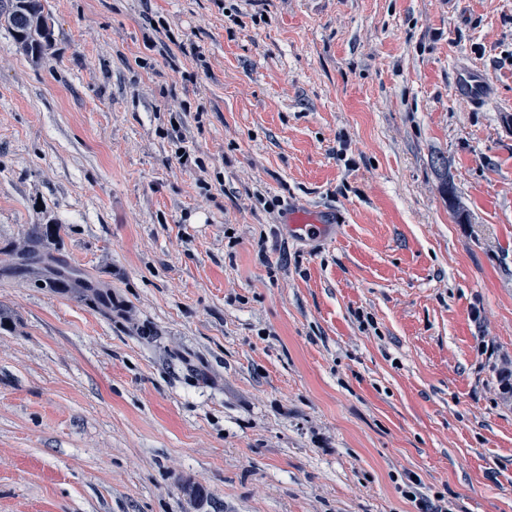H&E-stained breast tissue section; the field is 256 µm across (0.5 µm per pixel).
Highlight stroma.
<instances>
[{
	"label": "stroma",
	"instance_id": "35a3bbf8",
	"mask_svg": "<svg viewBox=\"0 0 512 512\" xmlns=\"http://www.w3.org/2000/svg\"><path fill=\"white\" fill-rule=\"evenodd\" d=\"M45 5L40 58L0 24V512H512V0ZM486 83L487 82L479 76L466 72L461 73L456 89L469 100L480 103L485 99ZM286 222L299 234L325 233L328 224L320 212L288 211Z\"/></svg>",
	"mask_w": 512,
	"mask_h": 512
}]
</instances>
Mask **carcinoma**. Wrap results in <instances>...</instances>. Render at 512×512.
I'll return each instance as SVG.
<instances>
[{
  "mask_svg": "<svg viewBox=\"0 0 512 512\" xmlns=\"http://www.w3.org/2000/svg\"><path fill=\"white\" fill-rule=\"evenodd\" d=\"M44 10L43 0H0V22L8 28L16 48L32 58L43 54L51 38ZM46 244L47 235L33 227L26 238V258H37Z\"/></svg>",
  "mask_w": 512,
  "mask_h": 512,
  "instance_id": "cac0c4a2",
  "label": "carcinoma"
}]
</instances>
